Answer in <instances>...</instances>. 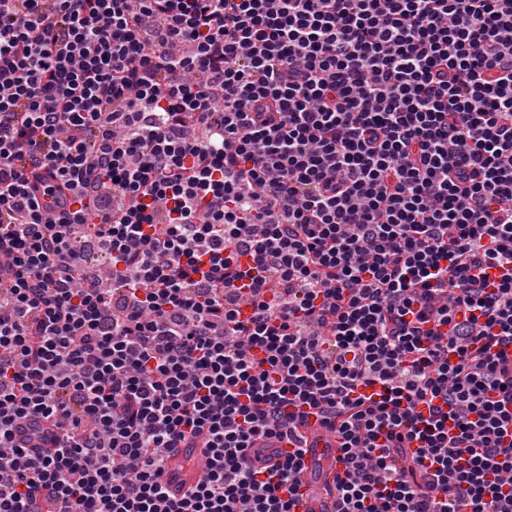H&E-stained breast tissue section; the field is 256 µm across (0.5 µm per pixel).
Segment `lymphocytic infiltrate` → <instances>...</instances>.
I'll list each match as a JSON object with an SVG mask.
<instances>
[{
	"label": "lymphocytic infiltrate",
	"mask_w": 512,
	"mask_h": 512,
	"mask_svg": "<svg viewBox=\"0 0 512 512\" xmlns=\"http://www.w3.org/2000/svg\"><path fill=\"white\" fill-rule=\"evenodd\" d=\"M511 344L512 0H0V512H512ZM315 415H308L303 424L308 432L307 453L304 456L303 486L304 497L302 505L298 507L300 512H330L333 510L332 502L328 499H312L308 496L311 490L321 477L327 476L332 479L335 475L342 474L343 465L339 460L340 452L336 443L329 439L326 431L318 423ZM170 455L167 484L172 494L180 496L186 489L196 484L203 474L199 468L182 465V461L188 457H200L201 448H174Z\"/></svg>",
	"instance_id": "obj_1"
}]
</instances>
